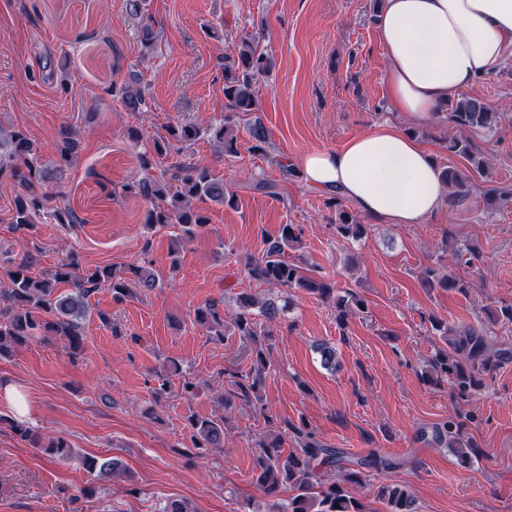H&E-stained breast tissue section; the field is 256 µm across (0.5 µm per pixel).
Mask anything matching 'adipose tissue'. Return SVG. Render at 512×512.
<instances>
[{"label": "adipose tissue", "instance_id": "1", "mask_svg": "<svg viewBox=\"0 0 512 512\" xmlns=\"http://www.w3.org/2000/svg\"><path fill=\"white\" fill-rule=\"evenodd\" d=\"M377 27L389 107L419 121L500 68L512 46V0H383ZM299 168L306 183L392 224L425 223L447 192L429 148L390 122L305 153Z\"/></svg>", "mask_w": 512, "mask_h": 512}]
</instances>
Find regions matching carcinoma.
I'll use <instances>...</instances> for the list:
<instances>
[{
	"label": "carcinoma",
	"mask_w": 512,
	"mask_h": 512,
	"mask_svg": "<svg viewBox=\"0 0 512 512\" xmlns=\"http://www.w3.org/2000/svg\"><path fill=\"white\" fill-rule=\"evenodd\" d=\"M145 7L146 0H126L127 14L141 19L142 48L145 53L153 54L158 49L159 35L150 21L144 18ZM271 65V58L245 39L238 46L236 57L224 64V98L229 112L224 114L221 125L212 128L213 137L223 153L230 156L238 153L236 117L259 111L253 84ZM112 93L120 97L128 112L150 111L148 89L138 83L119 87L114 85ZM447 107L448 122L469 133L491 129L499 123L500 114L477 99L457 98L448 101ZM246 130L252 142L250 150L264 152L267 133L261 122L253 120ZM169 135L177 143H191L198 138L199 130L193 125H178L169 129ZM52 146L57 154L55 173L62 178L71 168L80 147L76 131L71 127L61 128ZM446 149L451 155L465 158L477 171L484 169L485 162L476 160L477 145L471 137H451ZM42 156L41 148L24 131L13 129L6 132L0 128V179L7 176L20 187L11 218V223L19 230L40 223L41 215L47 212L59 224L78 223V216L72 209L51 205L54 196L44 187ZM140 167L144 176L125 184L124 191L150 202L147 223L181 225L182 235L175 242L177 246L184 245L208 223V218L193 206L195 200L208 199L218 205L234 203V198L226 191L224 179L206 167L180 163L174 166V172L169 177L157 178L151 174L153 164L145 155L140 157ZM442 176L448 185V205L455 206L467 199L470 188L464 171L448 167L442 170ZM336 231L344 239L357 240L364 235L366 225L341 208ZM298 242L299 234L295 232V225H280L278 236L270 242L262 259H247V277L251 281L283 288H303L324 300L333 297L336 293L333 282L309 276L302 267L286 259L287 250ZM32 263V256L24 254L15 269L7 272L11 287L0 289V356L40 337L59 336L64 341L68 357L74 361L85 347L82 321L90 312L88 296L92 291L109 288L113 296L119 299L139 288L150 289L156 282L154 273L142 266L130 268L127 277L117 276L108 266L85 272L74 252L53 269L38 276L29 274ZM420 280L425 288L467 293V282L443 268H424ZM62 283L72 285L73 289L58 291ZM255 307L259 308L257 314L251 312ZM364 309V300L355 292L346 291L336 298V320L341 325L346 324L349 317L364 312ZM280 311L275 302L269 300L259 305L247 293L240 294L238 311L227 317L212 302L195 311L196 323L210 333L222 336L233 331L250 344V370L232 374L236 378L234 385L247 402H261L259 389L269 366L267 341L271 333L264 323L257 320V316L273 321ZM432 327L442 337L446 347L429 361L422 380L432 385L448 382L458 399L466 400L472 396L485 384L484 376L512 357L511 352L494 348L486 336L470 327L460 329L440 318L432 321ZM225 425L226 419L222 417L191 419L194 446L200 450L221 447ZM12 428L21 438L43 449L56 461H68L74 456V449L63 438L42 444L40 437L31 429L18 423L12 424ZM290 431L301 439L302 448L286 454L283 451L284 435ZM435 440L464 458L475 451L473 443L464 438L453 422L436 430ZM342 461L340 451L318 443L312 433L295 426L280 427L262 435L258 441L254 484L272 501V512H366L363 503L351 496L343 483L361 484L360 474L364 467L393 469L401 465L399 460L392 458L363 459L356 462L358 469L346 471L343 482L322 484L316 466L324 464L334 467ZM82 463L86 471L103 476H110L121 469V463L114 458L85 456ZM286 485L294 490V496L284 503L279 501V496ZM375 497L386 504L388 512H417L415 498L404 484L380 485Z\"/></svg>",
	"instance_id": "1"
}]
</instances>
